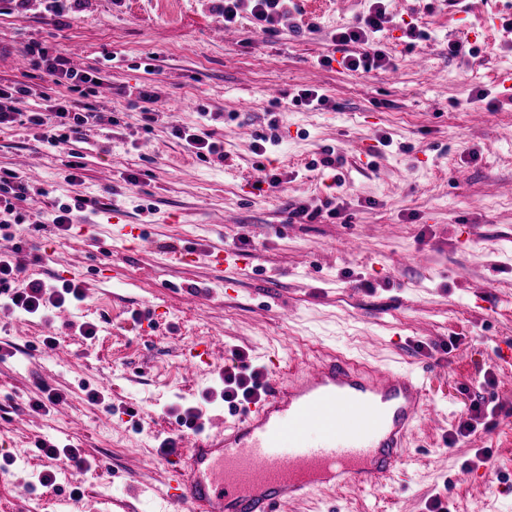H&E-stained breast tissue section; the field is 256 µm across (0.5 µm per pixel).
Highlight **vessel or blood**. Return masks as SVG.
I'll use <instances>...</instances> for the list:
<instances>
[{"label":"vessel or blood","instance_id":"1","mask_svg":"<svg viewBox=\"0 0 512 512\" xmlns=\"http://www.w3.org/2000/svg\"><path fill=\"white\" fill-rule=\"evenodd\" d=\"M423 379L362 371L330 355L239 411L215 437L175 457L181 512H282L318 488L380 492L425 414Z\"/></svg>","mask_w":512,"mask_h":512}]
</instances>
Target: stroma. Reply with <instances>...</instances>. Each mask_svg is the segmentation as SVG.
<instances>
[{
	"instance_id": "1",
	"label": "stroma",
	"mask_w": 512,
	"mask_h": 512,
	"mask_svg": "<svg viewBox=\"0 0 512 512\" xmlns=\"http://www.w3.org/2000/svg\"><path fill=\"white\" fill-rule=\"evenodd\" d=\"M371 3L290 0L291 29L262 36L245 17L225 27L217 0H70L55 16L44 0H0L13 54L0 83L30 87L26 109L67 93L15 65L30 42L102 77L83 101L100 121L68 142L0 131V173L36 170L37 210L79 197L87 215L80 239L29 223L0 231V256L21 265L12 288L69 279L83 292L34 315L0 305V512H162L173 457L160 445L217 434L232 415L225 369L265 383L327 352L423 375L430 415L381 497L327 490L284 512H425L436 495L450 512H512V97L498 84L512 71V10L385 0L375 43L389 65L346 70L333 35ZM411 26L425 39L408 38ZM143 88L162 107L149 124ZM304 89L326 105L294 104ZM177 128L210 132L223 161L196 159ZM263 136L276 139L266 156L282 183L257 191ZM327 148L340 163L324 172ZM331 199L334 217L322 212ZM301 206L319 217L293 218ZM127 224L146 226L144 242ZM215 247L238 262L210 265ZM204 347L212 362L185 373L184 353ZM46 388L63 402L33 410ZM476 406L475 432L450 442ZM189 411L191 429L179 422ZM43 440L80 448L84 468L43 455ZM479 448L491 466L464 470Z\"/></svg>"
}]
</instances>
